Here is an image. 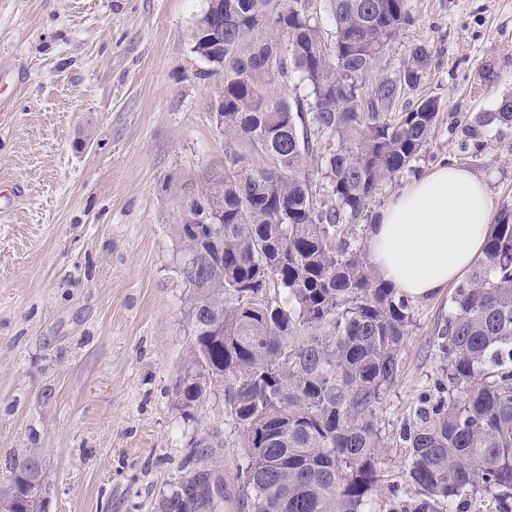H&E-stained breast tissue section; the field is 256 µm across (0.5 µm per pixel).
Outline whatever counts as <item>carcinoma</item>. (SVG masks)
<instances>
[{"label": "carcinoma", "mask_w": 512, "mask_h": 512, "mask_svg": "<svg viewBox=\"0 0 512 512\" xmlns=\"http://www.w3.org/2000/svg\"><path fill=\"white\" fill-rule=\"evenodd\" d=\"M209 0L189 38L224 85L216 119L224 173L206 180L177 224L174 266L189 292L193 339L174 394L188 413L224 393V425L242 456L236 488L194 454L191 483L160 512H377L382 406L416 323L415 301L369 264V204L419 158L442 103L388 114L430 65L417 46L399 82L373 64L406 21L405 0ZM224 36L211 39L206 29ZM299 77L305 94L288 97ZM482 126L512 124V96ZM223 213L220 246L193 214ZM442 364L398 434L402 483L391 512H467L481 496L512 512V216L491 225L481 257L457 284L437 337ZM0 501L45 512L29 496L44 476L38 449L15 458Z\"/></svg>", "instance_id": "cac0c4a2"}]
</instances>
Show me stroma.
Wrapping results in <instances>:
<instances>
[{"instance_id":"1","label":"stroma","mask_w":512,"mask_h":512,"mask_svg":"<svg viewBox=\"0 0 512 512\" xmlns=\"http://www.w3.org/2000/svg\"><path fill=\"white\" fill-rule=\"evenodd\" d=\"M208 0H0V482L41 449L47 512H156L190 480L191 453L233 484L241 456L210 394L184 418L173 385L187 357V294L171 226L183 199L223 171L213 110L222 81L189 35ZM377 60L396 80L412 49L431 64L393 106L440 98L413 176L448 161L486 179L512 212V125L482 126L512 96V0H407ZM451 291L417 301L384 404L377 503L403 468L396 433L440 374Z\"/></svg>"}]
</instances>
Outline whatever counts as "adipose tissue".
<instances>
[{"mask_svg":"<svg viewBox=\"0 0 512 512\" xmlns=\"http://www.w3.org/2000/svg\"><path fill=\"white\" fill-rule=\"evenodd\" d=\"M492 216L484 178L459 165L438 166L381 210L367 236L369 260L399 293L433 297L473 267Z\"/></svg>","mask_w":512,"mask_h":512,"instance_id":"obj_1","label":"adipose tissue"}]
</instances>
